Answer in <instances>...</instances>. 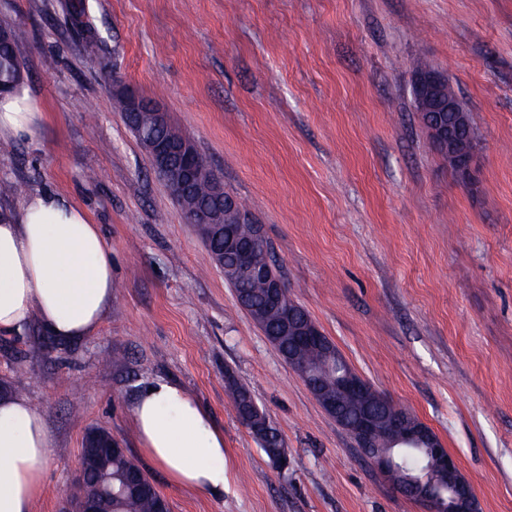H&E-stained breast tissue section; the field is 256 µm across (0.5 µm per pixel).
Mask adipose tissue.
<instances>
[{
  "label": "adipose tissue",
  "instance_id": "obj_1",
  "mask_svg": "<svg viewBox=\"0 0 512 512\" xmlns=\"http://www.w3.org/2000/svg\"><path fill=\"white\" fill-rule=\"evenodd\" d=\"M43 114L28 86L0 96V140L35 136ZM112 248L80 206L35 193L0 213V333L30 322L58 342L96 332L112 305ZM146 456L169 482L224 494V432L180 384H145L130 408ZM50 433L27 398H0V512H35L43 497Z\"/></svg>",
  "mask_w": 512,
  "mask_h": 512
}]
</instances>
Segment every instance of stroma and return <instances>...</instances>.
<instances>
[{"instance_id": "1", "label": "stroma", "mask_w": 512, "mask_h": 512, "mask_svg": "<svg viewBox=\"0 0 512 512\" xmlns=\"http://www.w3.org/2000/svg\"><path fill=\"white\" fill-rule=\"evenodd\" d=\"M84 5L89 58L65 10ZM22 28L35 137L0 141V195H61L112 245V307L98 331L49 342L0 334L52 448L35 512H58L88 431L128 449L171 512H421L237 303L195 226L116 102L149 98L260 224L284 282L376 390L441 438L479 512H512V0H0ZM470 114L473 174L431 144L418 63ZM23 368L15 378V368ZM179 382L224 431V495L169 484L139 448L130 403ZM246 385L280 432L276 468L236 417Z\"/></svg>"}]
</instances>
